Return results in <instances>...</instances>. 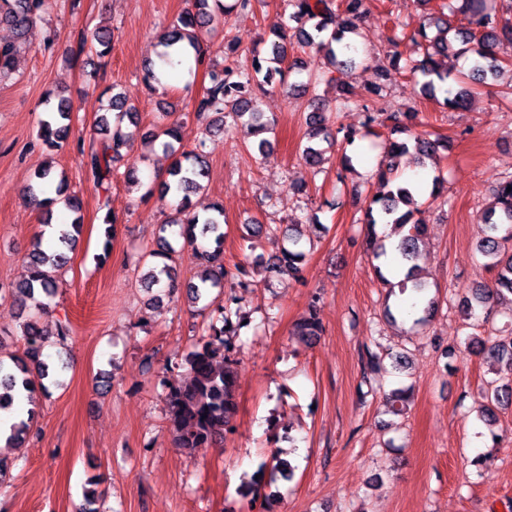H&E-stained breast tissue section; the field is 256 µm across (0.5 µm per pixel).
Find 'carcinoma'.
Listing matches in <instances>:
<instances>
[{"instance_id": "cac0c4a2", "label": "carcinoma", "mask_w": 512, "mask_h": 512, "mask_svg": "<svg viewBox=\"0 0 512 512\" xmlns=\"http://www.w3.org/2000/svg\"><path fill=\"white\" fill-rule=\"evenodd\" d=\"M252 0H234L227 5L221 0H193L194 9L178 17L176 23L164 31L159 38L163 47L160 56L170 60V50L184 56L200 54L201 33L228 24L231 15L247 14L251 11ZM488 0H446L441 4L443 13L433 22L435 32H429L426 25L397 35L391 28L385 37L392 50L387 57L391 66L400 63L411 76L423 79V89L436 96L437 85L451 80V73L441 71L437 57L445 55L455 45H460L457 53L472 54L471 67L466 80H455L460 89H445L443 106L448 109L462 108L467 104L473 86H486L495 81L503 70L493 51L495 42L501 36L512 39V26L504 23L487 6ZM48 7L47 0H0V22L13 27L20 39L29 36L37 18ZM288 17L296 23L272 29L273 39L265 53L253 51L245 60H239L241 53L235 42L224 46V67L207 70L208 84L204 87L195 106L198 120L205 122L208 132L220 131L225 126L243 124L249 133L256 137L272 129L271 123L264 121L258 112L259 95L285 83L294 72L306 70L302 58L296 56L291 62L288 57V37L296 39L302 48H311L323 56L331 71L339 74L336 98L339 108L360 107L366 110V128L378 121L374 112L368 111L369 99L382 94L385 84L373 83L363 89L351 81L356 68V47L350 36L358 34L359 23L369 9V0H284ZM460 15L465 24L453 26L450 18ZM406 42L407 52L398 50L401 42ZM111 109L116 111L114 120L103 117L99 120V130L104 137L90 145L84 162L85 174L92 181L99 196V209L105 211L103 223L106 240L104 251L110 250L111 237L115 235L117 218H109L108 193L112 187L114 165L123 161L129 154L137 136V110L126 105L121 97L112 96ZM164 123L160 131L152 134L150 140L165 137L162 146L173 156L167 176L159 184L160 196L171 194L180 198L174 207V217L160 225L157 248L149 252L151 265L143 273L141 286L147 291L164 288L172 294L177 291L179 282L176 269L169 264L176 248L191 246L194 257L203 271L198 281L184 285L189 303L208 316L207 334L197 343L186 358L188 377L182 383L169 388L168 421L174 433L176 447L184 450L215 447L223 441L224 433L233 430V420L238 412V373L236 370V339L239 331L248 325L242 314L244 294L253 288L251 266L248 257H243L228 265L224 261V210L218 203L199 212L193 208L190 195L207 189L203 183L207 174V161L204 152L205 141L199 140L191 150L183 148L182 124L165 122L169 113H160ZM417 112H404L402 116L392 115L391 132L404 134L403 140L391 144V159L375 171L383 192L374 196L364 212L366 233L364 251L374 260L387 255L386 237L378 235L376 226L391 224L400 235L394 247L396 262L405 270L404 277L394 283L380 276L384 284L399 289L400 294L412 292L425 295L428 286L417 276L418 261L421 258L420 242L426 225L413 220L411 206L419 189L398 181L397 169L401 159L410 156L414 162L419 157L433 153L444 145L442 139L422 138L414 133L418 125ZM72 111L69 101L57 97L56 111L40 123L39 137L48 146L55 147L65 140L70 132ZM328 118L317 110L307 122L308 144L302 150V158L309 164H319L323 160L325 148L322 143L332 134L327 129ZM512 176L499 179L493 187L497 208L482 214L485 237L478 244L477 251L486 266L494 272L493 285L472 288L461 306L466 320L475 322L489 320L493 305L506 299L512 305ZM81 218L77 217L60 230L57 242L46 247L42 239L32 244L25 262V279L18 282L10 293L0 288V297H10L24 319L21 336L25 342L22 355L8 358L0 356V411H8L13 406L12 394L24 390L33 395L38 389L47 390L44 380L49 377V366L42 359L46 343L45 333L40 330L36 315L44 309L42 297L56 293L58 285L56 273L71 261L76 239L79 236ZM288 245L281 247L278 254L268 260L270 270L288 273L301 278L306 251L300 239L290 233V228L282 231ZM230 279L239 292L224 294V280ZM320 298L312 297L308 315L295 323L292 335L304 344L323 333V325L318 316ZM488 354L495 358L501 368L494 371V377L487 382L481 392L480 417L491 423L496 410L512 405V342L493 340L487 347ZM382 356L367 348L364 352L363 378L384 371ZM410 388H396L386 394V403L393 414L407 410ZM34 413L26 420L11 424L5 447L18 448L24 442ZM289 462L273 455L262 463L259 477L247 481L242 494L251 497L250 509L260 498L262 478L274 480L276 475L291 471Z\"/></svg>"}]
</instances>
